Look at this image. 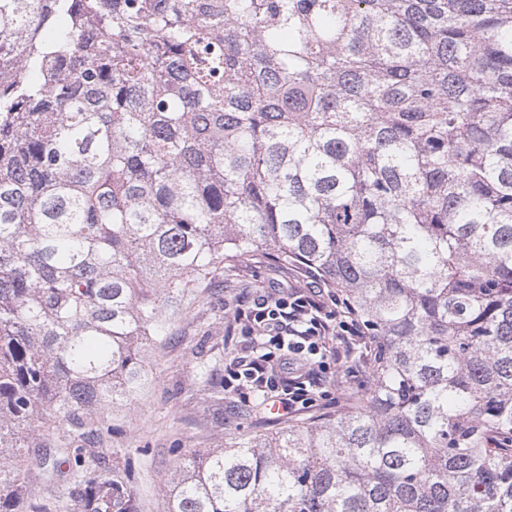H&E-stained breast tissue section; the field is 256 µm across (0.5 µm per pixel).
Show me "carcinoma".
I'll return each instance as SVG.
<instances>
[{
  "mask_svg": "<svg viewBox=\"0 0 512 512\" xmlns=\"http://www.w3.org/2000/svg\"><path fill=\"white\" fill-rule=\"evenodd\" d=\"M262 250L351 300L371 385L165 512H512V0H0V512H47L38 438L112 512L84 445L162 296ZM27 472V481L32 500L50 504L55 498H58L64 486V481L61 480L52 484L46 482L36 470H29Z\"/></svg>",
  "mask_w": 512,
  "mask_h": 512,
  "instance_id": "obj_1",
  "label": "carcinoma"
}]
</instances>
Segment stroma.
Wrapping results in <instances>:
<instances>
[{"label":"stroma","mask_w":512,"mask_h":512,"mask_svg":"<svg viewBox=\"0 0 512 512\" xmlns=\"http://www.w3.org/2000/svg\"><path fill=\"white\" fill-rule=\"evenodd\" d=\"M304 275L292 265L270 264L259 251L221 264L192 308H169L166 336L145 352L147 385L113 412L114 431L103 447L116 470L134 472L127 486L130 512H164L182 457L287 426L289 420L258 396L229 399L224 365L241 348L232 319L237 304Z\"/></svg>","instance_id":"obj_1"}]
</instances>
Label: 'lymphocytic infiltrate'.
<instances>
[{"label":"lymphocytic infiltrate","mask_w":512,"mask_h":512,"mask_svg":"<svg viewBox=\"0 0 512 512\" xmlns=\"http://www.w3.org/2000/svg\"><path fill=\"white\" fill-rule=\"evenodd\" d=\"M234 320L244 336L266 339L273 349L257 346L233 357L225 367L230 394L261 393L292 416L326 398L340 375L362 380L363 326L315 271H308L303 287L253 298L235 311Z\"/></svg>","instance_id":"lymphocytic-infiltrate-1"}]
</instances>
